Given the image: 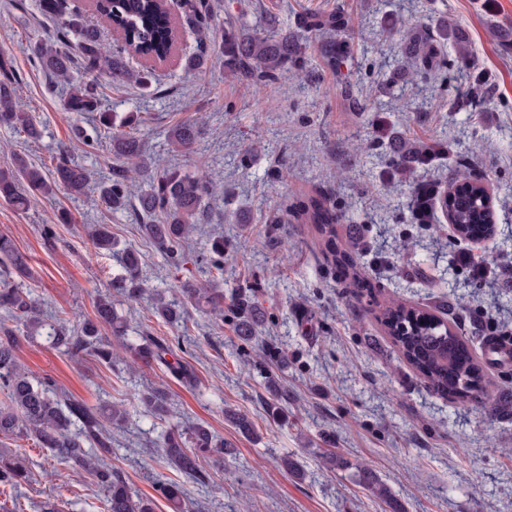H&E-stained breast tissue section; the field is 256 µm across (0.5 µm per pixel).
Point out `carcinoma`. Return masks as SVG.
<instances>
[{"label":"carcinoma","mask_w":512,"mask_h":512,"mask_svg":"<svg viewBox=\"0 0 512 512\" xmlns=\"http://www.w3.org/2000/svg\"><path fill=\"white\" fill-rule=\"evenodd\" d=\"M102 6L116 34L111 46L104 47L98 31L86 24L78 0H40L42 15L59 25L57 39L49 44L36 41L30 45V51L37 68L63 80L68 86L67 111L94 112L96 122L110 130L112 113L100 109L98 74H106L114 84L128 81L148 84L152 72L131 70L127 56L135 47L157 58L166 55L170 50L174 23L159 0H104ZM186 6L198 27L211 30L213 11L209 0H186ZM304 27L328 35L345 33L352 30V20L345 12L337 10L306 17ZM435 27L436 30L419 43L407 47L402 62L403 71L424 81L437 78L448 66L443 47L448 33L454 30V20L441 14ZM213 56L223 57L228 74L258 93L278 83L286 70L303 68L305 62L302 45L288 37V32L263 34L240 28L221 36L217 43L204 45L199 53L186 59L185 69L201 77L206 74ZM346 63V57L336 53V46H326L322 54L326 69L336 72ZM76 66L83 69L85 79L76 81L72 78L71 72ZM15 95L13 83L0 80V126L23 133L30 139L39 138L41 132L36 123L17 105ZM200 135L197 123L183 122L167 131V141L177 151H190ZM393 137L399 146L390 162L391 174L412 187L406 208L414 219L420 224H430L441 210L451 215L459 239L480 241L490 236L494 213L482 178L473 174L475 158L460 156L448 164V190L437 193L415 181L417 169L428 164L434 154L432 148L398 131L393 132ZM109 146L116 156L130 161L139 171L146 172L151 168L142 158V146L134 134L123 130L113 132L109 136ZM129 172L128 168L119 170L100 183L99 202L110 209L121 210L127 207L131 198H136L144 236L156 249L178 260L177 251L182 239L195 225L210 223V207L205 200L213 195L214 187L201 177L164 171L150 179L148 188L136 192ZM89 179L87 170L64 154L57 159L50 175L18 158L14 166L0 169V198L22 210L27 207L31 194L52 196L61 188L71 195H81ZM158 215L164 218L161 224L155 221ZM295 217L315 225L320 234L330 235L341 214L330 198L319 195L303 202L295 211ZM91 237L96 249L111 254L125 270L126 277L118 287L124 297L132 299L149 294L154 315L172 324L183 319L184 306L188 302L214 319L224 320V289L215 284L203 287L185 281L169 295L149 293L139 278L135 251L115 249L112 234L104 225L93 227ZM362 250L363 245L352 242L334 256L333 263L346 269L352 266L354 256ZM0 262L9 265L21 279L29 275L27 263L6 236H0ZM0 307L25 327L28 339L35 341L43 336L53 348L72 357L89 354L110 366L112 339L102 335V329L108 326L115 339L125 340L124 319L119 316L112 296L107 294L97 298L95 318L76 324L60 318L56 323L48 324L39 303L24 291L23 284L5 279L0 282ZM236 309L235 333L241 343L247 344L255 336L260 316L252 306L243 302L237 303ZM378 319L405 360L432 388L462 403L480 404L491 412L496 410V404L486 394L483 366L474 360L463 338L447 320L398 299L380 306ZM125 348L137 359H152L177 380L194 385L195 375L191 368L167 360L170 346L165 341L143 336L141 343H127ZM17 350L18 337L14 330L0 326V390L6 398L0 406V438H32L40 447L50 449L69 468L92 476L105 493L106 512H153L150 500L132 492L121 474L112 471V464L94 452L96 448L112 447V433L103 420L108 418L119 426L126 420V411L117 405L109 410L91 407L58 394L52 381L37 379L18 364ZM140 402L144 412L155 419L166 420L172 414L170 399L162 388L141 394ZM160 454L181 475L205 486L211 475L203 461L211 456L219 464L224 462V440L217 438L202 423L184 428L176 426L164 435ZM358 478L373 497L381 500L391 497L390 488L369 466L359 467ZM27 480L29 472L22 458L0 454L1 484L17 485ZM160 492L171 504L173 512H188L179 483H164Z\"/></svg>","instance_id":"obj_1"}]
</instances>
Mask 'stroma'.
I'll return each instance as SVG.
<instances>
[{
    "mask_svg": "<svg viewBox=\"0 0 512 512\" xmlns=\"http://www.w3.org/2000/svg\"><path fill=\"white\" fill-rule=\"evenodd\" d=\"M215 33L229 24L264 30L268 21L302 43V74L288 72L279 86L257 94L226 76L222 60L205 79L188 76L183 58L198 53L201 34L185 21L180 0H169L181 35V61L158 65L151 89L111 84L99 75L101 103L115 124H132L158 169L170 167L209 180L218 192L212 220L192 233L180 266L153 247L129 210L110 211L98 201L97 185L124 167L107 141L85 145L82 116L64 108L63 84L40 71L28 56L30 43L52 39L58 25L41 15L38 0H0V56L19 104L34 115L42 134L30 140L0 126V168L13 156L52 169L59 155L88 168L85 194L65 191L32 198L26 210L0 199V234L8 235L31 271L24 286L45 314L69 320L91 317L98 295L116 287L118 263L95 251L89 230L108 225L120 246L141 254L140 275L150 287L176 281H217L225 299L241 297L264 311L259 338L242 348L232 331L195 309L168 324L155 317L147 299L117 306L129 338L156 336L175 342L179 360L197 383L186 387L158 365L131 363L114 345L112 365L86 355L70 358L43 341L20 340V363L35 377L49 378L59 394L100 407L118 404L126 422L112 430L108 459L132 491L151 497L154 512H171L160 482L177 473L157 452L167 424L206 423L229 448L208 486L183 481L191 512H512V364L491 363L487 339H512V282L497 275L512 263V0H214ZM344 9L354 30L337 35L353 57L351 80L367 109L350 110L334 73L321 65L323 37L305 29L309 13ZM455 21L445 47L450 59L466 52L474 69L448 70L445 78L386 95L381 84L407 44L424 37L440 11ZM414 23L390 35L394 14ZM201 120L204 134L191 152L173 151L168 128ZM435 139L447 150L421 169V180L448 187V157L477 153L492 198L494 233L472 244L457 241L447 221L413 223L396 204L409 191L389 175L394 143L390 128ZM376 137L358 152L354 140ZM317 193L333 197L342 214L336 247L365 246L355 272L336 269L315 225L290 217L269 223L286 201ZM251 221L237 223V208ZM55 234L46 238L44 225ZM224 238V265L209 257L214 236ZM359 276L366 288L351 287ZM433 309L468 343L484 368L492 400L500 408L463 404L434 390L406 362L377 319L391 297ZM288 356L287 368L271 364L266 350ZM288 395V418L271 419L265 404L269 380ZM163 387L173 417L147 416L139 391ZM246 414L255 432L241 434L228 411ZM24 459L30 479L0 490L5 512H40L45 501L63 512H104V492L82 472L69 469L32 439L0 443ZM333 450L345 468L327 471L321 455ZM292 455L304 465L294 479L279 459ZM369 465L391 488L383 501L358 482L354 467Z\"/></svg>",
    "mask_w": 512,
    "mask_h": 512,
    "instance_id": "35a3bbf8",
    "label": "stroma"
}]
</instances>
